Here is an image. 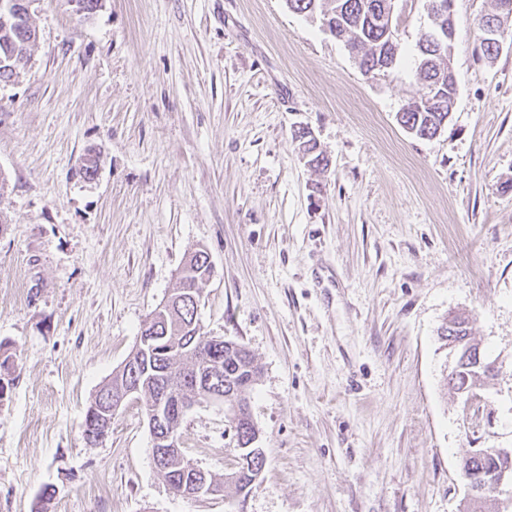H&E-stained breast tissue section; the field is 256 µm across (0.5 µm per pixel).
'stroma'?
Wrapping results in <instances>:
<instances>
[{
	"instance_id": "35a3bbf8",
	"label": "stroma",
	"mask_w": 512,
	"mask_h": 512,
	"mask_svg": "<svg viewBox=\"0 0 512 512\" xmlns=\"http://www.w3.org/2000/svg\"><path fill=\"white\" fill-rule=\"evenodd\" d=\"M454 0L458 95L432 139L398 118L425 0H395L396 64L377 75L284 0H34L26 68L0 82V512H460V464L512 448V48L494 61ZM309 128L329 158L307 165ZM95 156L90 181L75 171ZM215 267L205 333L244 345L266 465L247 495L190 499L158 474L143 402L83 438L86 409L177 283ZM501 366L448 385L449 315ZM183 449L230 472L224 408L195 406ZM204 263H200L197 252L189 253L179 270L178 282L174 291H185L187 288L202 290L201 285L204 283V274L207 271V268H204Z\"/></svg>"
}]
</instances>
